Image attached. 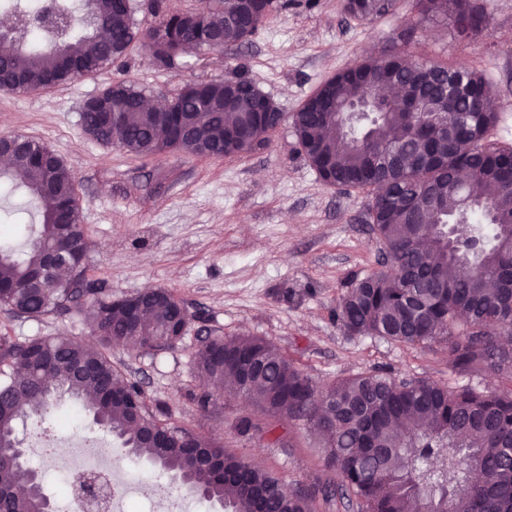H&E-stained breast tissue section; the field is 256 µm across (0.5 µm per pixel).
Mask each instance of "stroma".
<instances>
[{
	"label": "stroma",
	"instance_id": "1",
	"mask_svg": "<svg viewBox=\"0 0 512 512\" xmlns=\"http://www.w3.org/2000/svg\"><path fill=\"white\" fill-rule=\"evenodd\" d=\"M486 29L466 42L448 28L418 21L414 0H396L394 14L371 21L345 15L339 0H292L246 44L216 53L192 50L170 68L157 67L134 43L119 64L47 91L0 90V137L23 134L61 157L75 180L80 222L89 240L91 278L121 297L146 287L173 290L191 320L182 339L162 350L113 349L112 362L170 421L276 475L284 489L311 494V512H357L340 480L324 464V439L304 421L272 418L254 401L214 393L208 407L195 354L209 336H258L329 384L373 370L396 379L479 389L512 387L505 374L453 369L445 338L405 345L377 336L345 335L336 305L352 284L378 268L383 246L368 222L371 197L324 184L299 152L291 116L327 77L353 62L396 47L414 56L464 63L481 71L498 114L493 138L512 146V0H476ZM245 75L285 115L268 144L221 159L172 152L143 162L86 135L81 108L113 82L145 88L150 99L174 97L186 83ZM34 205L24 190L0 179V214L13 227L0 247H21L36 234ZM0 334L16 342L65 336L89 345L97 338L72 310L40 321L0 308ZM80 401L63 393L43 429L17 425L55 512H75L68 495L75 459L62 423ZM249 418L253 428L240 434ZM93 446L110 448L121 498L149 507L154 463L122 448L90 415L81 417Z\"/></svg>",
	"mask_w": 512,
	"mask_h": 512
}]
</instances>
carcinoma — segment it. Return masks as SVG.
<instances>
[{
  "label": "carcinoma",
  "instance_id": "carcinoma-1",
  "mask_svg": "<svg viewBox=\"0 0 512 512\" xmlns=\"http://www.w3.org/2000/svg\"><path fill=\"white\" fill-rule=\"evenodd\" d=\"M252 19L231 23L236 0H205L209 25L224 44L250 41L288 0H262ZM424 21L450 26L458 40L487 27L473 0H415ZM66 36L42 43L29 36L0 43V89L37 91L92 75L125 57L140 32L124 0H93L86 16L60 3ZM395 0H341L359 21L392 13ZM194 12L170 9L145 34L156 40L155 64L168 67L187 48L212 49ZM239 103L224 104V82L186 85L166 112L142 107L144 91L128 81L110 85L81 114L85 133L137 159L168 152L224 157L269 141L284 120L249 111L264 94L247 77L234 82ZM400 88L390 96L385 89ZM483 74L466 65L415 60L397 49L357 62L323 81L292 116L300 152L326 184L367 189L369 219L387 265L342 296L336 319L349 336H379L415 345L453 328L454 367L512 370V147L490 141L497 115ZM52 151L31 138L11 159L8 178L36 203L38 235L23 250L0 248V306L31 320L73 309L100 335L101 348L71 339L0 336V487L25 481L15 463V424L46 412L54 394L83 402L95 422L134 454L189 482L227 512H310L308 494L285 495L271 473L228 457L224 449L162 420L143 391L127 382L108 350L134 339L161 350L177 343L174 292L134 320L112 290L88 279L87 236L73 178ZM477 185L478 200L469 199ZM66 252L74 276L36 287L32 279L50 250ZM201 381L244 394L271 415L301 419L325 440V466L339 477L358 512H512V389L483 391L361 373L323 387L269 341L213 336L196 352ZM11 512H35L36 499L16 495Z\"/></svg>",
  "mask_w": 512,
  "mask_h": 512
}]
</instances>
